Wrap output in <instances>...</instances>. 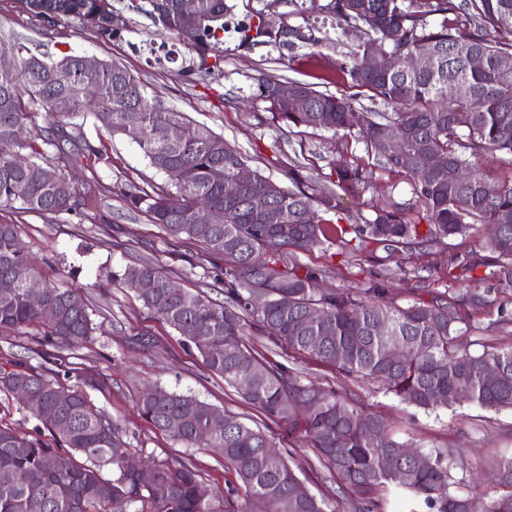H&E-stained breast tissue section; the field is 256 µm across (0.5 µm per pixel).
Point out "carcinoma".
Here are the masks:
<instances>
[{"instance_id":"cac0c4a2","label":"carcinoma","mask_w":512,"mask_h":512,"mask_svg":"<svg viewBox=\"0 0 512 512\" xmlns=\"http://www.w3.org/2000/svg\"><path fill=\"white\" fill-rule=\"evenodd\" d=\"M32 16L48 23L74 20L103 39L117 37L112 26L114 0H25ZM127 8L144 15L160 34L173 37L190 54L184 74L210 76L224 63V0H197V20L187 27L181 0H129ZM337 28L361 26L364 47L331 59L330 66L356 93L337 96L309 83L270 77L257 84L256 96L272 118L295 126L341 132L364 144L376 166L404 177L411 189L405 201L387 198L356 224L335 221L340 199H359L370 189L373 170L344 158L331 167L328 183L295 166L284 187L259 170L254 182L232 189L237 167L248 158L210 127L185 113L160 111L146 86L127 69L102 61L87 69L78 55L47 62L22 44L0 38V207L25 212L69 213L82 205L83 192L66 168L106 162L62 119L93 115L112 135L125 134L126 113L142 114L135 138L150 165L167 176L169 188L122 191L131 211L143 213L173 241L192 239L211 257L224 259V304L183 287L154 261L124 268L120 280L148 314L194 344L204 365L224 378L243 400L274 423L301 428L319 463L336 481L337 491L358 512H381L390 493L403 490L422 501L426 512H512V458L499 464L497 489L490 499L457 492L452 470L465 467L443 451L407 453L387 422L336 394L301 384L290 368L272 363L266 353L278 348L338 373L376 383L400 401L423 409L462 402L487 409H512V346L485 351L470 347L474 314L490 301L477 288L437 292L430 301L398 306L388 298V282L366 288H322L323 272L293 260L283 263L285 247L310 251L351 235L393 252L418 240L441 242L463 235L476 224L497 226L487 238L489 255L470 265L489 272L479 280L496 283L512 297V178L488 179V158L512 165V70L499 62L512 57V0H330ZM241 29L240 45L257 41L316 47L323 39L311 25L269 27L262 13ZM482 56L474 68L470 56ZM425 56L429 64L406 69L402 60ZM68 73L61 81L58 72ZM306 100L296 112L279 95L283 83ZM455 93L448 95V87ZM365 96L371 106H355ZM44 111L51 133L37 145L34 113ZM182 129L168 139L167 126ZM400 138L404 155L385 154L379 138ZM73 149L64 151L61 142ZM56 149L50 155L48 148ZM421 151L448 158L443 170L428 173L406 159ZM35 164L42 177H29ZM204 205L206 219L197 216ZM284 212V223L266 224L267 209ZM425 232H420V227ZM37 278L34 259L19 241L14 225L0 224V331L18 332L34 324L70 344L93 336V322L82 294L44 283L45 301L55 318L45 321L29 299L28 284L16 269ZM150 280L155 287L143 290ZM319 308L323 319L309 320ZM266 336L262 350L247 328ZM249 379L243 387L240 381ZM27 389L49 440L0 426V512H28L38 500L42 512H325L324 500L296 494L300 479L274 437L193 396L152 387L138 397L144 420L175 442L224 449V464L236 477L232 494L244 491L233 507L205 485L194 464L153 460L154 483L145 486L126 465L142 450L125 448L112 419L93 408L83 393L19 365L0 369V393Z\"/></svg>"}]
</instances>
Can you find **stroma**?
<instances>
[{
    "label": "stroma",
    "instance_id": "1",
    "mask_svg": "<svg viewBox=\"0 0 512 512\" xmlns=\"http://www.w3.org/2000/svg\"><path fill=\"white\" fill-rule=\"evenodd\" d=\"M328 2L224 0V62L220 72L195 83L184 81L180 74L189 64L187 51L177 45L174 58L157 59L148 43L149 20L121 5L116 8L119 34L107 40L71 20L46 25L28 12L25 0H0V36L21 38L40 57L58 59L72 54L119 64L139 78L164 107L208 125L249 156L251 167L284 184L290 165L297 161L326 176L337 156L363 166L368 165L369 158L363 144L352 138L273 120L265 103L254 96L258 79L273 75L314 84L322 92L351 95L347 82L330 70L328 59L357 49L361 37L359 32H348L335 45L321 46L314 55L306 47H244L239 30L258 12L276 26H297L307 18L323 20ZM66 128L81 135L106 158L105 163L75 171L77 182L91 187L85 206L80 213L59 215L0 207V224L16 225L26 251L39 263L43 280L83 293L96 331L79 347L46 335L40 325L19 333L0 331V368L9 370L23 363L53 380L60 362L69 363L72 372L67 385L79 388L91 404L106 412L125 441L158 460L193 463L206 484L222 495L236 482L223 459L212 449L188 448L172 441L142 420L137 405L139 392L156 385L196 397L273 435L278 448L289 452L290 464L304 487L324 498L325 512H351L347 502L337 497L335 484L325 481L324 470L311 449L304 447L300 431L273 423L246 404L235 389L208 370L194 347L184 345L162 321L150 318L134 293L116 281V274L126 265L156 258L184 287L206 291L219 302L224 299L202 244L185 240L177 249H170L159 225L144 214L129 213L124 206L122 188H163L167 185L165 175L150 166L130 137L110 135L91 115L67 119ZM389 197L409 199V185L393 173L375 170L373 187L362 198L342 197L341 215L346 222H356ZM483 236V231L473 230L423 248L397 252L376 243L357 248L338 242L325 250L294 254L286 248L282 254L325 269L324 285L328 288L365 287L375 277L392 276L391 299L404 306L418 299L419 288L445 290L453 274L459 276L460 287H469L461 267L483 256ZM142 330L154 336L151 346L138 341ZM298 368L302 383L311 382L362 403L388 420L401 440L426 452L456 448L475 458L477 475L459 468L453 471L460 493L493 491L498 463L512 457L511 409L491 410L464 403L425 410L401 403L377 385L338 375L310 361L299 363Z\"/></svg>",
    "mask_w": 512,
    "mask_h": 512
}]
</instances>
